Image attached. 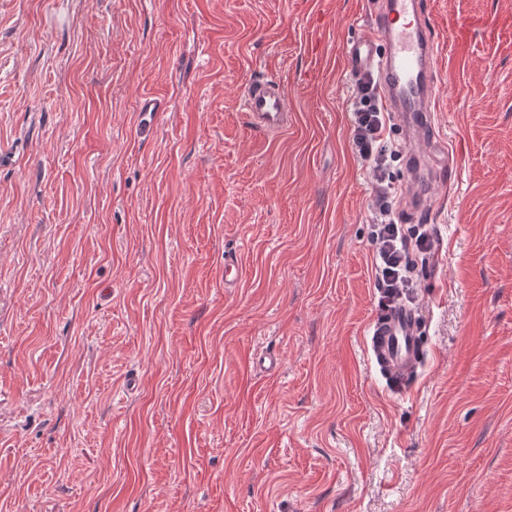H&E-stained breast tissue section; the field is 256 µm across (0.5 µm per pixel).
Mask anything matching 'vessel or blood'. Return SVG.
<instances>
[{
    "label": "vessel or blood",
    "instance_id": "vessel-or-blood-1",
    "mask_svg": "<svg viewBox=\"0 0 512 512\" xmlns=\"http://www.w3.org/2000/svg\"><path fill=\"white\" fill-rule=\"evenodd\" d=\"M436 27L420 0H379L370 29L343 50L344 67L352 74L377 71L383 100L398 115L409 155L407 211L417 216L430 204L417 191L422 170L442 174L447 164L433 136L432 110L437 89ZM251 127L269 134L288 124L291 105L274 78L250 81L243 92ZM422 319L415 308L399 305L375 324L371 350L393 384L403 386L416 372L423 356Z\"/></svg>",
    "mask_w": 512,
    "mask_h": 512
}]
</instances>
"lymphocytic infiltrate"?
Returning <instances> with one entry per match:
<instances>
[{"mask_svg":"<svg viewBox=\"0 0 512 512\" xmlns=\"http://www.w3.org/2000/svg\"><path fill=\"white\" fill-rule=\"evenodd\" d=\"M380 100L379 85L373 75H365L357 82L351 101V149L372 173L369 205L372 268L379 293L377 313L382 316L395 306L411 301L410 292L417 275V268L411 261L412 254L436 255L440 242L428 225L412 228L401 224L397 216L395 199L401 190L386 172L388 114L381 109Z\"/></svg>","mask_w":512,"mask_h":512,"instance_id":"obj_1","label":"lymphocytic infiltrate"}]
</instances>
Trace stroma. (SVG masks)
Masks as SVG:
<instances>
[{
    "mask_svg": "<svg viewBox=\"0 0 512 512\" xmlns=\"http://www.w3.org/2000/svg\"><path fill=\"white\" fill-rule=\"evenodd\" d=\"M371 3L0 0V512H512V0H427L466 37L402 389L342 54ZM243 102L249 123L256 132L265 135L288 125L291 105L276 79L250 81L244 88Z\"/></svg>",
    "mask_w": 512,
    "mask_h": 512,
    "instance_id": "stroma-1",
    "label": "stroma"
}]
</instances>
